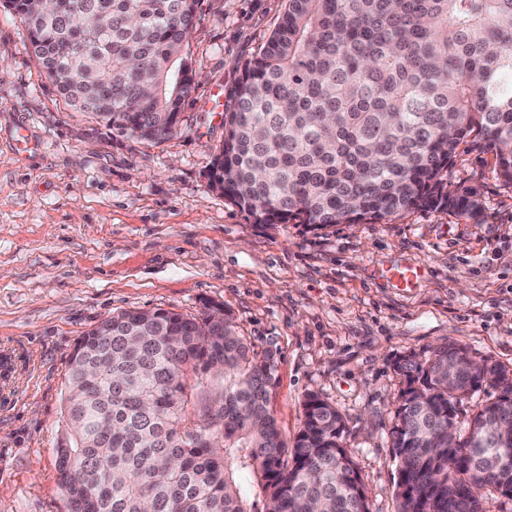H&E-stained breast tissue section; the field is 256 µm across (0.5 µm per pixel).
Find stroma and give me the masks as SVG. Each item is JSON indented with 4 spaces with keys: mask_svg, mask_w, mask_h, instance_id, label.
<instances>
[{
    "mask_svg": "<svg viewBox=\"0 0 512 512\" xmlns=\"http://www.w3.org/2000/svg\"><path fill=\"white\" fill-rule=\"evenodd\" d=\"M287 0H198L195 88L160 143L76 112L0 8V512H67L54 450L77 340L125 310L224 306L258 355H272L271 406L286 441L315 393L346 418V448L370 512H395L391 446L403 387L394 362L456 342L512 369V188L477 153L480 222L445 209L375 224H259L209 188L224 106ZM422 271L414 287L388 267Z\"/></svg>",
    "mask_w": 512,
    "mask_h": 512,
    "instance_id": "1",
    "label": "stroma"
}]
</instances>
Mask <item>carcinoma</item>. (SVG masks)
<instances>
[{
    "mask_svg": "<svg viewBox=\"0 0 512 512\" xmlns=\"http://www.w3.org/2000/svg\"><path fill=\"white\" fill-rule=\"evenodd\" d=\"M196 0H0L60 95L122 134L169 137L195 87ZM512 187V0H287L224 107L210 187L258 224H374L448 208L476 222L460 146ZM397 512H490L512 485V370L460 344L401 357ZM273 357L229 314L128 310L70 357L56 453L68 512H369L343 416L315 394L293 444ZM497 395L467 422L459 405Z\"/></svg>",
    "mask_w": 512,
    "mask_h": 512,
    "instance_id": "carcinoma-1",
    "label": "carcinoma"
}]
</instances>
